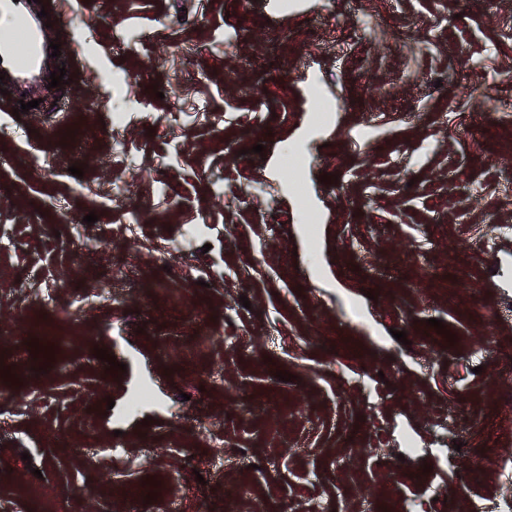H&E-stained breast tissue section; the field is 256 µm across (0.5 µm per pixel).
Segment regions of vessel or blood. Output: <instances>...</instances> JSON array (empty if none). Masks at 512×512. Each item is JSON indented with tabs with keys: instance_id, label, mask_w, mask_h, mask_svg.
<instances>
[{
	"instance_id": "1",
	"label": "vessel or blood",
	"mask_w": 512,
	"mask_h": 512,
	"mask_svg": "<svg viewBox=\"0 0 512 512\" xmlns=\"http://www.w3.org/2000/svg\"><path fill=\"white\" fill-rule=\"evenodd\" d=\"M81 40L82 29L64 27L60 0H0V113L12 114L20 100L38 101L39 111H53L54 100L68 96L75 79L73 61L53 56L51 42L60 31ZM65 68L66 82L50 87V75Z\"/></svg>"
}]
</instances>
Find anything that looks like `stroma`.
Returning a JSON list of instances; mask_svg holds the SVG:
<instances>
[{
    "label": "stroma",
    "instance_id": "1",
    "mask_svg": "<svg viewBox=\"0 0 512 512\" xmlns=\"http://www.w3.org/2000/svg\"><path fill=\"white\" fill-rule=\"evenodd\" d=\"M63 18V111L0 125V512L512 503V0ZM131 379L162 410L113 423Z\"/></svg>",
    "mask_w": 512,
    "mask_h": 512
}]
</instances>
